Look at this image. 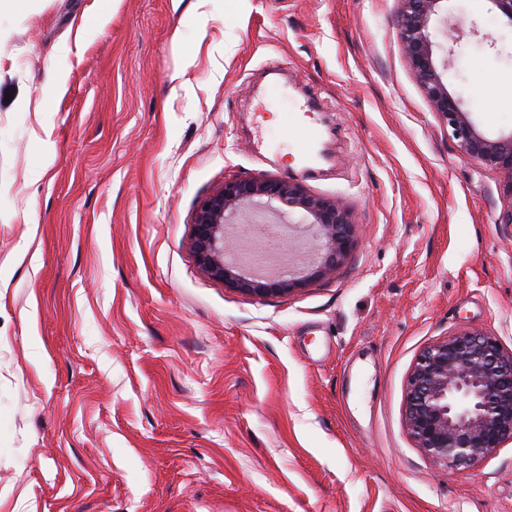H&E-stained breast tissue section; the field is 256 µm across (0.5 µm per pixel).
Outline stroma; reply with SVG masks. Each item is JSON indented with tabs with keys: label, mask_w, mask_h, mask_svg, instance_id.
<instances>
[{
	"label": "stroma",
	"mask_w": 512,
	"mask_h": 512,
	"mask_svg": "<svg viewBox=\"0 0 512 512\" xmlns=\"http://www.w3.org/2000/svg\"><path fill=\"white\" fill-rule=\"evenodd\" d=\"M448 8L449 90L487 134L512 130V27L490 0ZM400 9L0 12V512H512V443L451 471L405 427L424 347L479 328L512 349V226L500 173L458 154L423 94ZM258 176L350 210L334 276L256 299L201 271L198 206Z\"/></svg>",
	"instance_id": "stroma-1"
}]
</instances>
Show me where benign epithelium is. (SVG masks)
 <instances>
[{"instance_id": "benign-epithelium-1", "label": "benign epithelium", "mask_w": 512, "mask_h": 512, "mask_svg": "<svg viewBox=\"0 0 512 512\" xmlns=\"http://www.w3.org/2000/svg\"><path fill=\"white\" fill-rule=\"evenodd\" d=\"M397 28L404 54L432 109L458 151L502 176L499 223L512 224V131L486 134L449 91L436 63L432 22L445 0H400ZM298 212L316 249L302 269L276 276L246 272L228 260L239 229L255 208ZM354 247V223L339 199L308 192L279 178L233 179L199 206L191 249L210 278L253 298L286 296L336 273ZM408 434L436 465L465 471L512 442V351L480 329L456 332L426 347L407 381Z\"/></svg>"}]
</instances>
